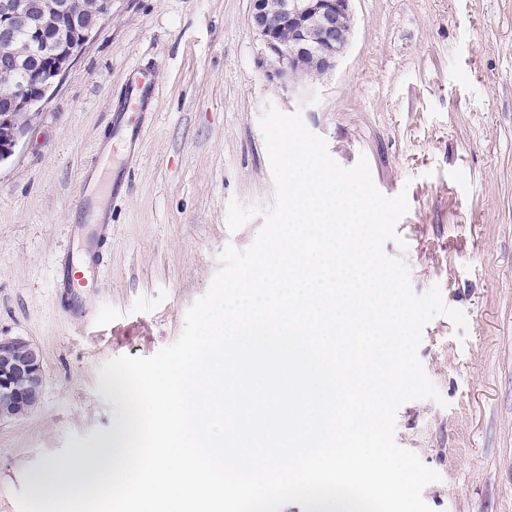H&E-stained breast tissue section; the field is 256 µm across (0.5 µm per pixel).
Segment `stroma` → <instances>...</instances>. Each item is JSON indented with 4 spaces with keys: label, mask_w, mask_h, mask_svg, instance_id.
Returning <instances> with one entry per match:
<instances>
[{
    "label": "stroma",
    "mask_w": 512,
    "mask_h": 512,
    "mask_svg": "<svg viewBox=\"0 0 512 512\" xmlns=\"http://www.w3.org/2000/svg\"><path fill=\"white\" fill-rule=\"evenodd\" d=\"M250 13V0H112L0 162V339L34 344L45 377L36 409L0 421V512L38 494L50 459L110 434L118 407L100 367L173 344L223 248L253 242L261 213L232 232L227 210L273 203L270 104L300 112L341 165L366 156L385 196L407 191L408 249L385 251L416 293L439 286L468 332L444 316L425 326L418 356L441 399L403 404L395 440L439 474L423 490L433 512H512V0H351L336 69L281 79ZM136 66L156 94L138 142L101 163L112 227L77 314L55 269L98 231L80 176Z\"/></svg>",
    "instance_id": "1"
}]
</instances>
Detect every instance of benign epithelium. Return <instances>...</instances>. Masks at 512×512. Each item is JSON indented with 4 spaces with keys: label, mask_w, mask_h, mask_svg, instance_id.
<instances>
[{
    "label": "benign epithelium",
    "mask_w": 512,
    "mask_h": 512,
    "mask_svg": "<svg viewBox=\"0 0 512 512\" xmlns=\"http://www.w3.org/2000/svg\"><path fill=\"white\" fill-rule=\"evenodd\" d=\"M350 0H251V22L274 63L275 75L294 72L310 58L328 72L349 41ZM112 17V0L85 19L81 0H0V82L15 94L0 109V162L9 158L64 72L77 60L98 26ZM296 34L284 43L282 28ZM45 51L46 65L17 79L27 55ZM44 385L40 352L22 338L0 341V421L18 418L39 404Z\"/></svg>",
    "instance_id": "obj_1"
}]
</instances>
